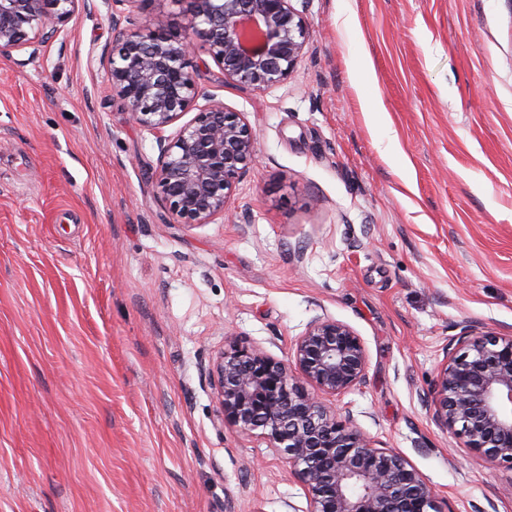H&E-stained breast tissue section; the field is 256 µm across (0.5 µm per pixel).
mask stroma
Returning <instances> with one entry per match:
<instances>
[{
    "label": "stroma",
    "mask_w": 512,
    "mask_h": 512,
    "mask_svg": "<svg viewBox=\"0 0 512 512\" xmlns=\"http://www.w3.org/2000/svg\"><path fill=\"white\" fill-rule=\"evenodd\" d=\"M94 5L37 58L0 53V512H309L261 431L220 425L200 364L288 361L318 317L366 350L339 419L446 512H512V467L429 409L463 326L512 333V0H292L306 53L265 91L197 45L201 93L244 113L259 162L196 226L100 59L183 9L142 0L116 27Z\"/></svg>",
    "instance_id": "1"
}]
</instances>
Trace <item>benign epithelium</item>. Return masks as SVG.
<instances>
[{
	"label": "benign epithelium",
	"mask_w": 512,
	"mask_h": 512,
	"mask_svg": "<svg viewBox=\"0 0 512 512\" xmlns=\"http://www.w3.org/2000/svg\"><path fill=\"white\" fill-rule=\"evenodd\" d=\"M186 2L181 32L165 33V17L158 14V33L124 29L106 62L129 119L155 137L152 177L165 207L177 223L194 226L224 216L259 153L244 113L213 96L192 120L166 134L199 96L198 73L187 57L201 41L224 81L264 91L287 79L308 32L291 0ZM80 10H91L89 0H0V52L27 49L36 58L67 35V23ZM456 342L459 350L448 354L437 374L432 417L477 460L512 467V334L465 326ZM367 368L360 337L328 317L309 324L287 363L241 347L217 351L201 364L223 422L262 430L287 455L310 512H443L432 487L401 454L374 447L322 399L355 387Z\"/></svg>",
	"instance_id": "obj_1"
}]
</instances>
